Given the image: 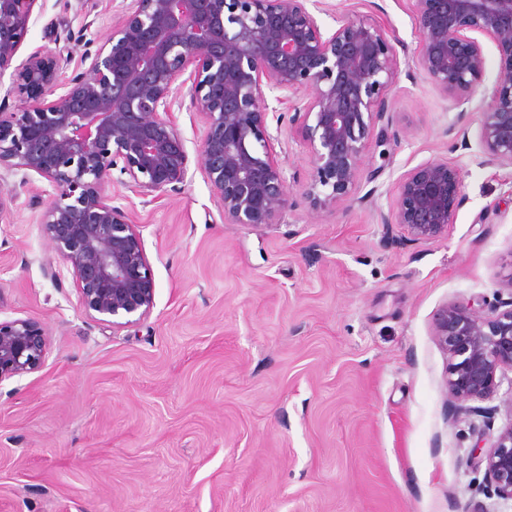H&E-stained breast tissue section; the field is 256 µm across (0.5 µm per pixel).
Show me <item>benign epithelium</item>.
Wrapping results in <instances>:
<instances>
[{"instance_id":"benign-epithelium-1","label":"benign epithelium","mask_w":512,"mask_h":512,"mask_svg":"<svg viewBox=\"0 0 512 512\" xmlns=\"http://www.w3.org/2000/svg\"><path fill=\"white\" fill-rule=\"evenodd\" d=\"M37 2L0 0V75L12 70L5 97H18L0 105V170L33 172L53 188L38 217L54 252L44 273L58 281L61 268L71 271L83 311L108 327L145 319L155 282L139 225L104 187L117 181L153 203L186 182L190 157L174 117L186 86L203 126L197 165L226 224L265 226L294 208L271 146L269 95L279 104L308 95L289 118L310 147L307 198L314 209L344 204L361 182L367 141L390 123L401 66L415 65L463 115L482 86L485 39L500 61L480 112V154L512 169V0H413L421 43L403 61L355 10L323 29L317 0H120L88 68L63 84L69 51L16 61ZM465 200L459 167L433 159L397 179L381 223L409 241L436 238ZM433 333L448 355L452 418L485 416L472 402L512 371V298L447 304ZM48 349L41 323L0 320V383L42 369ZM471 460L484 468L477 490L512 500V425Z\"/></svg>"}]
</instances>
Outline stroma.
<instances>
[{"mask_svg":"<svg viewBox=\"0 0 512 512\" xmlns=\"http://www.w3.org/2000/svg\"><path fill=\"white\" fill-rule=\"evenodd\" d=\"M105 0H44L20 49L82 55L109 32ZM385 28L397 52L420 35L412 0H322ZM392 123L358 196L310 208L309 148L280 121L273 147L296 207L259 228L227 224L198 168L158 203L108 186L143 235L154 307L113 330L87 317L71 274L54 282L37 217L54 191L7 177L0 318L45 326L44 367L0 382V512H512L476 491V436L512 425V376L490 421L451 417L447 355L432 335L448 303L512 298V171L456 149L458 111L418 69L387 97ZM457 164L466 202L442 236L385 238L396 180Z\"/></svg>","mask_w":512,"mask_h":512,"instance_id":"1","label":"stroma"}]
</instances>
